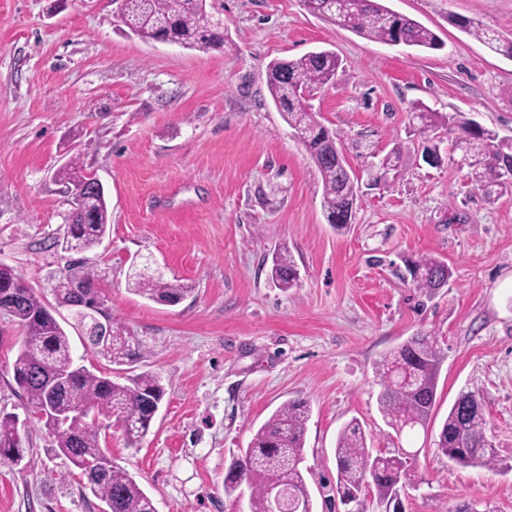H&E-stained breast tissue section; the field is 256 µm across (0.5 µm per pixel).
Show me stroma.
<instances>
[{"label":"stroma","instance_id":"stroma-1","mask_svg":"<svg viewBox=\"0 0 512 512\" xmlns=\"http://www.w3.org/2000/svg\"><path fill=\"white\" fill-rule=\"evenodd\" d=\"M433 30L437 50L391 46L310 14L302 0H213L226 45L148 42L114 23L112 0H0V261L47 304V277L71 253L54 244L69 209L57 170L78 157L107 193L110 231L87 259L116 319L139 343L136 371L165 387L147 434L117 425L100 444L157 512H232L224 473L285 401L310 404L305 477L330 512L336 440L351 420L387 445L376 364L420 332L446 357L436 412L417 432L421 483L404 512H512V193L487 198L439 130L442 162L421 158L413 103L461 114L512 139V58L457 27L512 39V0H380ZM329 49L342 65L309 99L334 130L360 199L349 231L323 209L320 174L269 94L276 59ZM399 149L396 171L373 161ZM288 248L297 287L268 274ZM435 256L452 276L427 296L405 259ZM190 286L173 306L133 291V262ZM21 332L0 314V412L21 413L12 364ZM480 395L489 467H461L435 446L461 391ZM28 466L0 461V512H104L33 423Z\"/></svg>","mask_w":512,"mask_h":512}]
</instances>
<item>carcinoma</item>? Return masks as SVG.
I'll list each match as a JSON object with an SVG mask.
<instances>
[{
  "mask_svg": "<svg viewBox=\"0 0 512 512\" xmlns=\"http://www.w3.org/2000/svg\"><path fill=\"white\" fill-rule=\"evenodd\" d=\"M307 10L349 28L360 36L385 44L401 43L426 50L441 48L435 32L419 22L393 12L377 0H346L343 10L336 0H311ZM121 23L145 41L171 38L191 47L224 48V24L207 0H123ZM459 26L491 51L512 58V40L481 25L464 20ZM340 61L335 53L309 52L297 59H276L267 69V85L282 117L309 153L323 184V208L328 219L343 216L356 207L358 192L354 178L336 165V132L318 124L306 105L304 92H313L335 79ZM418 120L417 133L427 142L425 150L435 154L437 131L456 126L453 151L459 163L478 171L481 189L488 198L512 192V142L474 120L444 116L427 106H412ZM66 193L82 199V207L71 209L65 226L70 251L85 253L106 236L111 215L105 194L95 190L96 178L73 160L58 172ZM412 285L433 295L448 284V264L436 257L409 260L406 267ZM272 281L288 290L299 280L297 263L286 250L273 258ZM136 291L162 305H175L189 292L179 281L162 275L136 273ZM83 285L88 303H96V274L81 259L56 275L48 276L58 306L66 307L76 296L74 282ZM12 308L7 315L20 328V346L13 362V379L21 390L22 408L47 411L44 427L54 437L55 452L64 457L85 480L84 488L103 502L109 512H156L152 498L135 476L118 467L101 448L100 418L115 419L127 442L138 443L150 428L154 408L161 405L165 388L153 372L125 374L113 378L75 364L70 337L34 288L12 284ZM107 328L92 325L85 315L74 327L95 353L118 366L138 360L139 345L124 326L107 314ZM444 359L438 338L417 334L383 355L376 365L382 390L379 412L393 431L391 448L373 452L367 448L360 423L350 421L340 432L336 458V497L352 499L356 512H368L366 495L375 491L380 512L402 502L401 492L421 483L416 459L400 453L403 440L426 425L436 404V380ZM478 401L473 392H462L448 410L439 433L437 448L463 467L491 466L497 460L495 444L488 439L486 414L466 413L464 405ZM310 404L303 399L284 402L254 433L248 447L234 456L224 474V497L238 505L248 497V512H272L273 485L288 496L312 504L306 477L300 467L305 445ZM19 418L0 417V459L18 464L25 459Z\"/></svg>",
  "mask_w": 512,
  "mask_h": 512,
  "instance_id": "carcinoma-1",
  "label": "carcinoma"
}]
</instances>
